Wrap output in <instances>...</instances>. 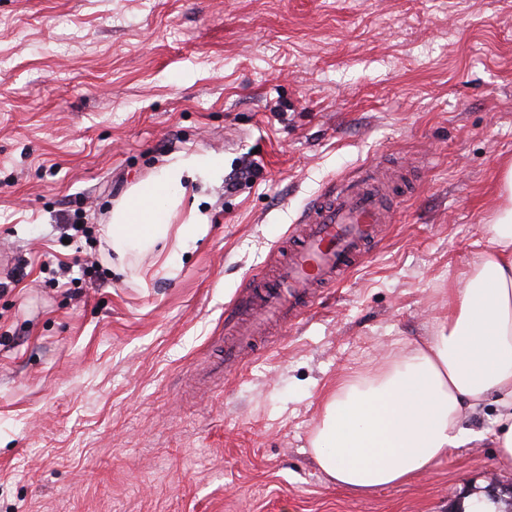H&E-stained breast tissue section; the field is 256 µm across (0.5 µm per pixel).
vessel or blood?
Listing matches in <instances>:
<instances>
[{
  "instance_id": "1",
  "label": "vessel or blood",
  "mask_w": 512,
  "mask_h": 512,
  "mask_svg": "<svg viewBox=\"0 0 512 512\" xmlns=\"http://www.w3.org/2000/svg\"><path fill=\"white\" fill-rule=\"evenodd\" d=\"M377 166L329 184L305 217L292 228L293 243L274 276L256 275L234 304L239 324L224 346V373L233 375L253 337L270 322H290L303 314L317 289L337 287L367 255L368 245L387 223L392 194Z\"/></svg>"
}]
</instances>
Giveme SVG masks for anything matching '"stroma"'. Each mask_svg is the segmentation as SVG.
Listing matches in <instances>:
<instances>
[{
	"mask_svg": "<svg viewBox=\"0 0 512 512\" xmlns=\"http://www.w3.org/2000/svg\"><path fill=\"white\" fill-rule=\"evenodd\" d=\"M179 153L224 171L188 185L209 228L166 274L106 228ZM509 158L512 0H0V512H458L512 486L487 440L361 493L311 456L327 388L447 314ZM368 164L408 182L369 255L201 381L249 279Z\"/></svg>",
	"mask_w": 512,
	"mask_h": 512,
	"instance_id": "35a3bbf8",
	"label": "stroma"
}]
</instances>
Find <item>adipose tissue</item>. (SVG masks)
Returning <instances> with one entry per match:
<instances>
[{
	"label": "adipose tissue",
	"mask_w": 512,
	"mask_h": 512,
	"mask_svg": "<svg viewBox=\"0 0 512 512\" xmlns=\"http://www.w3.org/2000/svg\"><path fill=\"white\" fill-rule=\"evenodd\" d=\"M204 167L221 171L224 159L181 153L135 188L107 227L113 250L160 244L175 252L205 235V218L195 212L179 228L170 224L187 181ZM502 187L507 204L486 227L472 275L449 289L448 314L431 336L373 372L338 379L325 394L311 451L336 486L370 491L428 472L450 449L480 440L462 419L491 398L500 423L492 442L501 467L512 468V162ZM134 224L141 232H131Z\"/></svg>",
	"instance_id": "obj_1"
}]
</instances>
